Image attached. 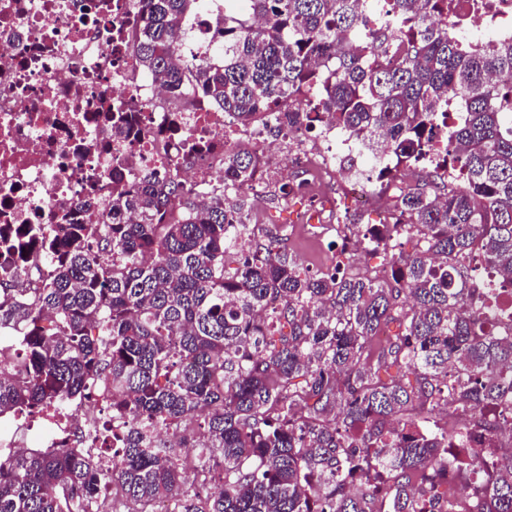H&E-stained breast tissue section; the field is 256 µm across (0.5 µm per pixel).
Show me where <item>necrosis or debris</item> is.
I'll return each mask as SVG.
<instances>
[{
    "mask_svg": "<svg viewBox=\"0 0 512 512\" xmlns=\"http://www.w3.org/2000/svg\"><path fill=\"white\" fill-rule=\"evenodd\" d=\"M448 22L467 36H512V0H448ZM141 32L137 0H0V225L92 224L112 196V176L129 184L141 174H175L189 187L219 180L225 150L246 146L258 164L243 194L278 193L287 165L313 203L300 219L310 233L338 232V195L358 208L395 215L411 179L432 171L429 161L407 165L398 181L395 157L371 152L323 117L321 138L306 121L229 124L223 111L196 101L186 107L165 81L143 73L133 47ZM133 119L129 135L112 134V117ZM371 160L385 176L354 177ZM63 434L47 423L28 436L0 419V450L59 445Z\"/></svg>",
    "mask_w": 512,
    "mask_h": 512,
    "instance_id": "necrosis-or-debris-1",
    "label": "necrosis or debris"
}]
</instances>
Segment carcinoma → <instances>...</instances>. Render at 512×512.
Segmentation results:
<instances>
[{
	"mask_svg": "<svg viewBox=\"0 0 512 512\" xmlns=\"http://www.w3.org/2000/svg\"><path fill=\"white\" fill-rule=\"evenodd\" d=\"M138 2L142 69L240 125L306 94L411 161L459 94L444 159L466 180L430 175L401 195V220L347 225L384 251L385 279L353 271L343 244L311 273L278 236L255 237L235 190L257 163L247 148L205 191L145 174L113 182L97 224L1 227L0 329L15 344L0 415L69 398L98 421L70 446L0 453V512H512L497 438L512 429V315L487 317L468 288L483 266L512 289V39L469 41L448 0H387L378 30L377 0ZM206 10L213 45L190 60L189 18ZM409 235L419 249L404 255ZM37 257L33 286L22 267ZM180 448L195 449L191 483Z\"/></svg>",
	"mask_w": 512,
	"mask_h": 512,
	"instance_id": "cac0c4a2",
	"label": "carcinoma"
}]
</instances>
